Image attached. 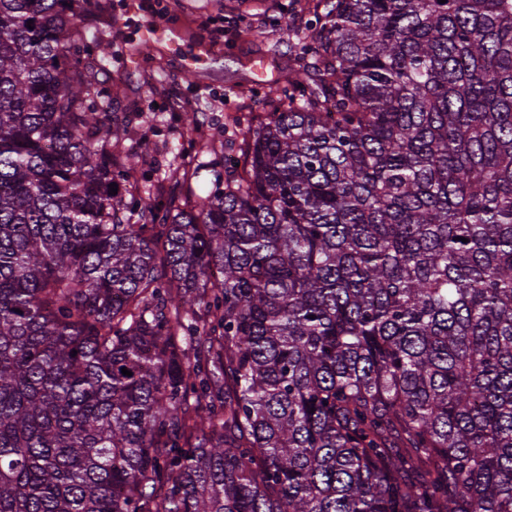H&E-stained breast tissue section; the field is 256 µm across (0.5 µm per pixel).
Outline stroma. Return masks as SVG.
Returning <instances> with one entry per match:
<instances>
[{"mask_svg":"<svg viewBox=\"0 0 512 512\" xmlns=\"http://www.w3.org/2000/svg\"><path fill=\"white\" fill-rule=\"evenodd\" d=\"M145 2V18L177 28L186 44L211 42L216 58L189 77L180 55L160 45L131 69L123 57L137 43V24L110 34L103 85L114 89L112 107L127 115L129 137L140 147L135 196L144 200L156 186L170 185L176 170L188 172L191 189L204 195L214 188L213 165L244 160L240 128L259 123L270 110L252 61H262L267 74L278 73L289 30H305L317 0ZM286 20L291 23L287 29L282 26ZM189 112L205 118L201 136L194 140L184 123Z\"/></svg>","mask_w":512,"mask_h":512,"instance_id":"obj_1","label":"stroma"}]
</instances>
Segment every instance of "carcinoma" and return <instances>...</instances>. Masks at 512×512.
Here are the masks:
<instances>
[{
	"label": "carcinoma",
	"instance_id": "carcinoma-1",
	"mask_svg": "<svg viewBox=\"0 0 512 512\" xmlns=\"http://www.w3.org/2000/svg\"><path fill=\"white\" fill-rule=\"evenodd\" d=\"M320 2L142 202L80 0H0V512H512V0Z\"/></svg>",
	"mask_w": 512,
	"mask_h": 512
}]
</instances>
